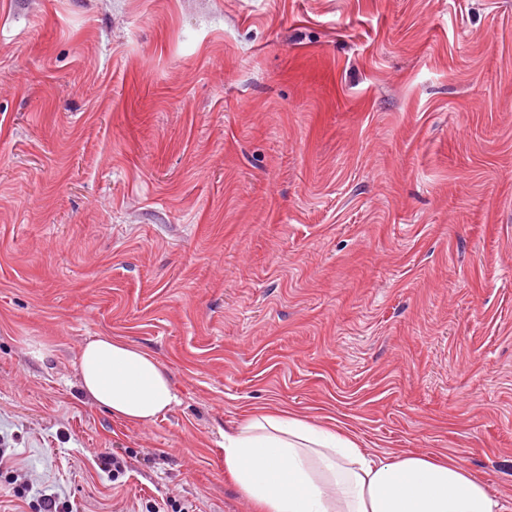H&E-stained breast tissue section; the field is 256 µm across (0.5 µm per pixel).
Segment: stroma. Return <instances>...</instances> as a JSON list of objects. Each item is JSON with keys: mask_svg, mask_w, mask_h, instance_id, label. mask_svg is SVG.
I'll return each mask as SVG.
<instances>
[{"mask_svg": "<svg viewBox=\"0 0 512 512\" xmlns=\"http://www.w3.org/2000/svg\"><path fill=\"white\" fill-rule=\"evenodd\" d=\"M97 336L163 417L83 394ZM257 407L512 512V0H0V512H247ZM80 376L84 394L123 423L153 422L176 402L171 379L155 356L118 337L86 342ZM15 494L18 498H32L30 501L36 511L44 512H70L69 505L64 501L62 503L57 502L54 497L47 494H42L40 488L34 487L33 484H23L15 490Z\"/></svg>", "mask_w": 512, "mask_h": 512, "instance_id": "obj_1", "label": "stroma"}]
</instances>
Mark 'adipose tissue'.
<instances>
[{
	"label": "adipose tissue",
	"mask_w": 512,
	"mask_h": 512,
	"mask_svg": "<svg viewBox=\"0 0 512 512\" xmlns=\"http://www.w3.org/2000/svg\"><path fill=\"white\" fill-rule=\"evenodd\" d=\"M81 389L113 418L147 424L176 396L155 356L98 336L80 354ZM224 478L251 512H506L460 461L370 453L343 431L285 410L253 409L224 435Z\"/></svg>",
	"instance_id": "adipose-tissue-1"
}]
</instances>
